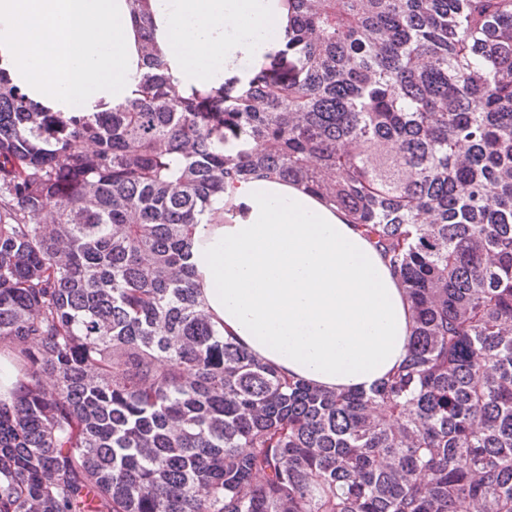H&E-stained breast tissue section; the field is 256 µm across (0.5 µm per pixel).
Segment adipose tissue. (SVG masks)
<instances>
[{
  "instance_id": "adipose-tissue-1",
  "label": "adipose tissue",
  "mask_w": 512,
  "mask_h": 512,
  "mask_svg": "<svg viewBox=\"0 0 512 512\" xmlns=\"http://www.w3.org/2000/svg\"><path fill=\"white\" fill-rule=\"evenodd\" d=\"M0 0V70L51 112L131 96L146 51L178 90L245 86L288 41L287 0ZM191 262L214 328L277 371L367 391L408 355L413 323L393 268L335 204L262 177L200 215Z\"/></svg>"
}]
</instances>
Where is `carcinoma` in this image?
<instances>
[{"label":"carcinoma","mask_w":512,"mask_h":512,"mask_svg":"<svg viewBox=\"0 0 512 512\" xmlns=\"http://www.w3.org/2000/svg\"><path fill=\"white\" fill-rule=\"evenodd\" d=\"M289 2L244 90L149 55L124 104L45 112L0 70V512H512V0ZM254 175L397 273L414 340L370 391L211 324L192 229ZM18 381V369L12 358L5 352L0 356V400L3 403L11 404Z\"/></svg>","instance_id":"cac0c4a2"}]
</instances>
